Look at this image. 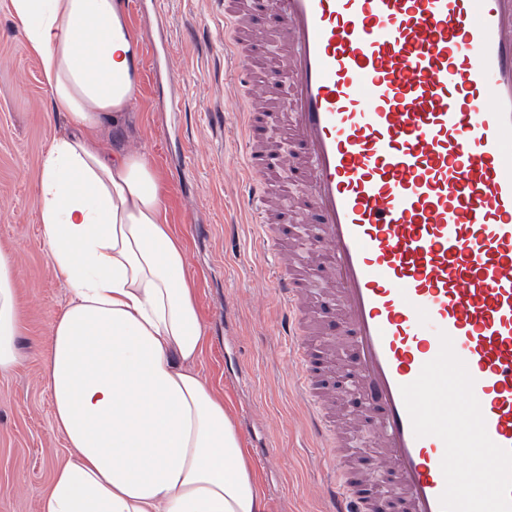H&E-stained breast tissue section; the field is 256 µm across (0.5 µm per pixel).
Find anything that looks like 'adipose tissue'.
<instances>
[{
  "instance_id": "ef3b65f1",
  "label": "adipose tissue",
  "mask_w": 512,
  "mask_h": 512,
  "mask_svg": "<svg viewBox=\"0 0 512 512\" xmlns=\"http://www.w3.org/2000/svg\"><path fill=\"white\" fill-rule=\"evenodd\" d=\"M67 127L41 160L43 243L70 300L47 382L70 458L40 512H263L232 414L197 363L206 343L166 190L139 151L106 150L139 84L125 0H12ZM14 259L0 250V374L19 362Z\"/></svg>"
}]
</instances>
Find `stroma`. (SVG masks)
I'll use <instances>...</instances> for the list:
<instances>
[{"mask_svg":"<svg viewBox=\"0 0 512 512\" xmlns=\"http://www.w3.org/2000/svg\"><path fill=\"white\" fill-rule=\"evenodd\" d=\"M125 2L143 46L140 81L127 121L104 139L145 152L168 186L167 222L185 244L207 329L197 368L233 414L265 512H328L330 472L282 333L270 248L239 205L245 90L225 74L224 5L156 0L140 11ZM64 125L11 0H0V249L14 256L23 356L0 376V512H39L53 465L69 456L46 379L69 292L47 258L38 211L41 157Z\"/></svg>","mask_w":512,"mask_h":512,"instance_id":"obj_1","label":"stroma"}]
</instances>
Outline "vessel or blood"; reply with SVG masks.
<instances>
[{"mask_svg": "<svg viewBox=\"0 0 512 512\" xmlns=\"http://www.w3.org/2000/svg\"><path fill=\"white\" fill-rule=\"evenodd\" d=\"M225 57L242 60L251 9ZM281 55L263 79L237 77L248 186L261 231L281 175L305 193L315 265L276 255L283 333L332 459L370 437L385 492L338 468L331 512H441L443 441L416 437L400 388L447 333L474 380L490 439L512 450V0H264ZM286 121L289 146L257 134ZM327 281L348 386L360 406L343 424L320 397L322 356L306 337L309 286Z\"/></svg>", "mask_w": 512, "mask_h": 512, "instance_id": "b4317fda", "label": "vessel or blood"}]
</instances>
